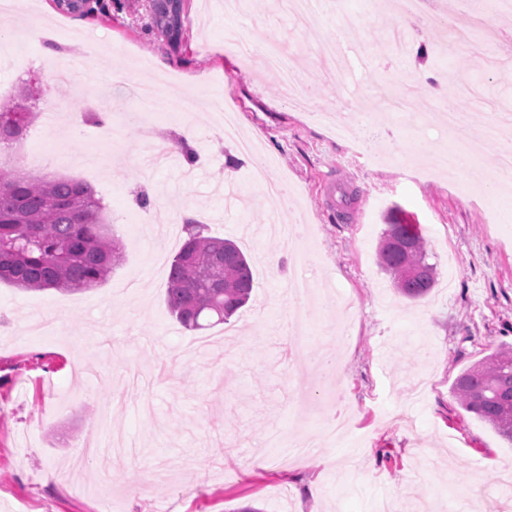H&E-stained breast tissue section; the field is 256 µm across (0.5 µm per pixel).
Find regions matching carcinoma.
<instances>
[{
  "mask_svg": "<svg viewBox=\"0 0 512 512\" xmlns=\"http://www.w3.org/2000/svg\"><path fill=\"white\" fill-rule=\"evenodd\" d=\"M183 0L153 12L154 28L175 38L183 31ZM22 88L0 105V146L23 139L35 113L18 108L30 100ZM188 231L174 257L166 291L172 316L188 330L223 323L256 288L251 263L236 243L205 234L207 225L184 221ZM427 242L415 224L387 225L378 253L381 269L410 300L435 286L426 261ZM122 259L107 206L88 184L73 178L44 180L0 166V282L27 291L90 290L104 283ZM457 404L512 441V345H497L453 381Z\"/></svg>",
  "mask_w": 512,
  "mask_h": 512,
  "instance_id": "1",
  "label": "carcinoma"
}]
</instances>
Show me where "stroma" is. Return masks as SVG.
I'll return each mask as SVG.
<instances>
[{"label":"stroma","mask_w":512,"mask_h":512,"mask_svg":"<svg viewBox=\"0 0 512 512\" xmlns=\"http://www.w3.org/2000/svg\"><path fill=\"white\" fill-rule=\"evenodd\" d=\"M39 23L71 81L44 75L42 48L26 43L27 62L0 59V103L33 76L36 118L9 155L32 176L87 181L101 195L123 247L121 263L89 291L25 292L0 283V512H228L252 504L264 512H375L385 498L397 512H512L499 492L512 471V441L451 397L454 379L492 346L512 345V190L497 183L495 150L478 164L485 197H458L447 178L416 179L449 139L428 129L414 149L404 117L388 112L387 88L411 84L420 69L439 76V96L417 93L415 109L463 103V134L482 137L495 113L512 111V56L488 71L486 30L512 29V8L488 13L466 40L454 30L421 32L428 53L397 52L400 12H375L373 0H330L318 26L299 31L274 0L234 17L241 31L274 37L314 89L310 109L367 110L382 126L362 154L329 126L307 120L283 95L277 76L224 54L222 0H185L179 44L152 29L148 0H90L85 14L54 0L0 8V43ZM345 33L366 49L347 86L326 82L322 46ZM96 39L99 61L75 49ZM168 65L160 72L155 59ZM160 84L169 98L196 95L194 112L145 114L139 83ZM232 103L244 135L261 138L273 172L296 187L287 201L264 197L247 178L214 122L217 103ZM106 114L117 134L104 142L96 125L72 127L73 114ZM194 130L198 160L156 167L148 191L172 215H192L211 235L237 242L252 262L275 256L256 277L248 305L228 323L189 331L166 303L170 261L182 238H168L140 208L138 176L162 133ZM285 211L310 241L308 273L354 311L310 302V351L334 359L335 378L289 361L288 289L294 258L267 233ZM419 225L438 284L420 301L400 296L378 265L390 217ZM65 323L62 334L31 335L41 312ZM349 419L340 443L318 440L299 462L285 440ZM120 429L141 448L133 459L102 450L70 464L93 434ZM319 497H311L310 484Z\"/></svg>","instance_id":"35a3bbf8"}]
</instances>
